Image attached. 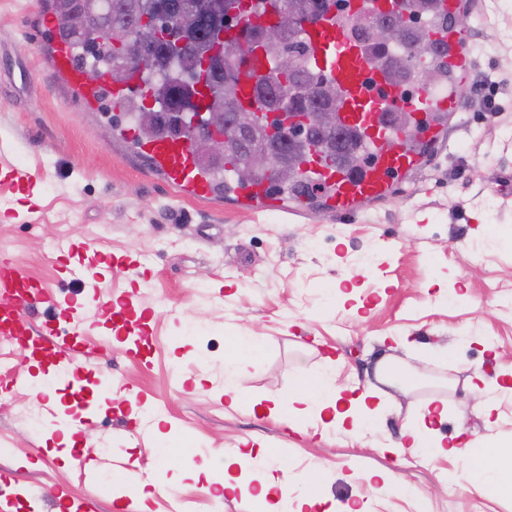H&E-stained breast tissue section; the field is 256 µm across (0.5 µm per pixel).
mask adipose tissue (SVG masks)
<instances>
[{
    "instance_id": "obj_1",
    "label": "adipose tissue",
    "mask_w": 512,
    "mask_h": 512,
    "mask_svg": "<svg viewBox=\"0 0 512 512\" xmlns=\"http://www.w3.org/2000/svg\"><path fill=\"white\" fill-rule=\"evenodd\" d=\"M344 388L330 374L304 375L294 385L279 393L276 409L282 410L283 422L292 429L305 426L310 418L326 420L337 433L358 437L366 419L378 417L380 408L370 407L375 392L368 385H354L352 398H344ZM448 418V407L440 400L429 401L418 420L406 422L396 443L397 448L419 449L427 456H448L464 463L462 477L473 487L495 484L502 472L495 464V450L501 442L493 436H472L462 427L454 435H445L442 426ZM266 512H313L321 500L303 495L289 497L288 489L273 472H265L255 494Z\"/></svg>"
}]
</instances>
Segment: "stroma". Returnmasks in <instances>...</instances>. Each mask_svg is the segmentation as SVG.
I'll use <instances>...</instances> for the list:
<instances>
[{
	"instance_id": "stroma-1",
	"label": "stroma",
	"mask_w": 512,
	"mask_h": 512,
	"mask_svg": "<svg viewBox=\"0 0 512 512\" xmlns=\"http://www.w3.org/2000/svg\"><path fill=\"white\" fill-rule=\"evenodd\" d=\"M42 0H0V145L36 171L32 196L0 188V256L80 305L95 347L81 391L89 407L78 456L50 440L33 390L45 384L10 343L0 344V502L56 512L59 494L97 498L99 512H259L263 471L237 470L240 488L215 498L186 476L191 460L225 458L242 440L281 448L278 476L294 494L368 502L371 512H512V489L451 482L460 463L393 446L402 422L430 397L448 402L477 435H512V400L497 422L476 412L460 381L474 368L512 382V0H462L469 43L480 45L448 119L418 171L392 193L336 217L325 211L256 212L236 198L177 196L118 137L98 132L112 110L85 112L42 58ZM75 244L63 256L60 244ZM369 257V276L349 282ZM112 263L95 299L61 274ZM345 297L325 302L324 293ZM135 292L150 350L125 355L104 307ZM263 349L224 398V361L238 337ZM404 367L407 385L377 396L384 422L353 440L311 420L292 432L269 414L272 395L305 372L333 366L337 382L363 378L381 358ZM27 385L11 388L15 375ZM112 382V406L98 401ZM392 473L398 488L371 490L364 475ZM149 483L126 495L123 477Z\"/></svg>"
}]
</instances>
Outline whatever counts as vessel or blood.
Segmentation results:
<instances>
[{"instance_id": "b4317fda", "label": "vessel or blood", "mask_w": 512, "mask_h": 512, "mask_svg": "<svg viewBox=\"0 0 512 512\" xmlns=\"http://www.w3.org/2000/svg\"><path fill=\"white\" fill-rule=\"evenodd\" d=\"M381 5V0H347L345 11L327 10L318 24L300 30L310 65L338 92L340 124L359 134L368 157L367 163L354 172L339 169L315 155L303 162V170L312 184L320 187L328 208L339 213L352 210L361 201L384 196L395 177L415 171L422 161L421 143L438 138L442 132L438 117L463 109L460 89L455 83L437 91L423 87L408 95L401 87L392 85L379 64L369 59L343 17L370 13ZM279 8V0H247V18L253 22L266 21L276 16ZM442 36L448 45L449 73L469 72L474 62L465 36L453 28L443 30ZM47 60L50 69L72 88L77 102L87 112L98 110L105 98L121 103L128 91L143 86L138 71L119 85L106 73L101 74L96 84L86 83L71 47L59 39L51 42ZM272 67L267 50L260 48L250 55L237 91L245 109L260 112L254 85ZM399 106L410 116L415 128L413 136H406L385 121L387 114ZM122 134L128 141L136 142L139 153L178 195L200 200L216 195L215 185L183 140L159 137L140 142L129 128L123 129ZM34 182V177L21 168L0 164V184L27 192ZM231 192L255 205L266 207L271 202L270 183L265 179L245 187H232ZM34 300L46 304L56 315L40 334L24 323L27 307ZM132 308L133 298L128 295L119 305L107 306L106 312L112 320L113 332L125 342L127 354L141 357L149 349V339L133 335L128 318ZM88 334V326L74 307L63 305L56 294L22 269L0 266V338L15 343L25 360L37 363L42 371L52 370L66 376L70 382L81 381L83 369L78 362L89 356L85 344Z\"/></svg>"}]
</instances>
